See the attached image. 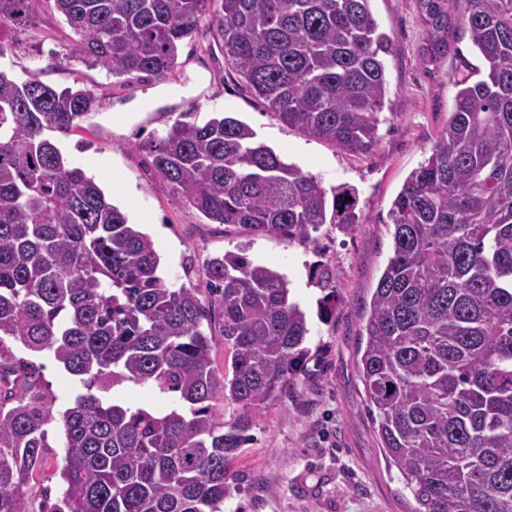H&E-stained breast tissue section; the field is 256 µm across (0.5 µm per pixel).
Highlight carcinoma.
Here are the masks:
<instances>
[{
  "label": "carcinoma",
  "instance_id": "carcinoma-1",
  "mask_svg": "<svg viewBox=\"0 0 512 512\" xmlns=\"http://www.w3.org/2000/svg\"><path fill=\"white\" fill-rule=\"evenodd\" d=\"M41 0H0V41ZM208 0H54L76 51L112 75L164 77ZM224 58L288 127L347 152L378 140L387 41L370 0H217ZM426 61L460 56L448 125L388 212L393 256L368 305L357 370L379 449L412 512H512V0H419ZM97 99L0 71V512H29L48 426L62 451L40 512H224L229 467L257 414L309 353L306 312L245 247L208 261L205 288L159 274L153 240L71 163L59 141ZM185 112L158 139L154 173L213 224L315 244L363 219L231 116ZM324 315L336 269L318 264ZM224 337L230 371L212 358ZM52 358L85 392L70 406L6 341ZM150 385L165 413L101 394ZM237 406L229 421L213 403Z\"/></svg>",
  "mask_w": 512,
  "mask_h": 512
}]
</instances>
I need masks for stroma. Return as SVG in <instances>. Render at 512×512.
<instances>
[{
	"instance_id": "1",
	"label": "stroma",
	"mask_w": 512,
	"mask_h": 512,
	"mask_svg": "<svg viewBox=\"0 0 512 512\" xmlns=\"http://www.w3.org/2000/svg\"><path fill=\"white\" fill-rule=\"evenodd\" d=\"M371 9L389 38L384 56L389 94L378 140L364 154L304 136L256 101L214 48L217 18L211 10L162 80L116 78L86 64L75 53L77 37L54 0H42L29 21L0 44V70L19 78L36 74L59 90L94 92V113L61 140V148L131 223H142L168 281L203 283L211 258L243 244L250 259L287 277L291 297L308 315L310 355L287 394L255 418L230 465L224 512H411L414 504L379 449L357 358L371 294L393 251L388 211L406 176L447 125L454 89L448 64L431 71L420 58L425 25L417 0H371ZM183 112L200 125L219 113L236 117L325 188L353 186L364 223L349 235L320 232L313 246L209 223L151 167V142ZM319 263L334 267L337 275L336 314L327 320L318 315L323 293L310 278Z\"/></svg>"
}]
</instances>
